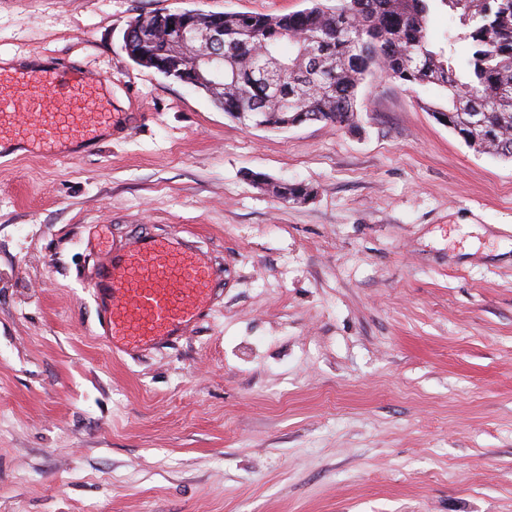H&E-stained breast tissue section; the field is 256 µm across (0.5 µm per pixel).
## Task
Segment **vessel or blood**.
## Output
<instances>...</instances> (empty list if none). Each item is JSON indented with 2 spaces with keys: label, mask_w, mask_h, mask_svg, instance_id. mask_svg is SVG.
<instances>
[{
  "label": "vessel or blood",
  "mask_w": 512,
  "mask_h": 512,
  "mask_svg": "<svg viewBox=\"0 0 512 512\" xmlns=\"http://www.w3.org/2000/svg\"><path fill=\"white\" fill-rule=\"evenodd\" d=\"M62 82L73 94L65 112L44 95ZM21 96L42 106L24 126L13 111ZM106 99L104 87L78 70L62 79L47 71L0 69V159L18 152L66 157L111 139L125 115L103 111ZM223 280V269L178 232L137 235L97 261L91 295L99 311L98 335L112 354L128 357L176 342L210 315Z\"/></svg>",
  "instance_id": "obj_1"
}]
</instances>
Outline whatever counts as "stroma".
<instances>
[{
    "mask_svg": "<svg viewBox=\"0 0 512 512\" xmlns=\"http://www.w3.org/2000/svg\"><path fill=\"white\" fill-rule=\"evenodd\" d=\"M309 5L0 0V57L79 69L139 118L0 161V512H512V161L383 75L355 129L268 130L124 50L159 12ZM103 224L191 237L224 269L215 312L113 358ZM263 184L266 191L286 202H302L306 201L313 196L314 190L303 183H282V182H269L266 179H261L258 184Z\"/></svg>",
    "mask_w": 512,
    "mask_h": 512,
    "instance_id": "obj_1",
    "label": "stroma"
}]
</instances>
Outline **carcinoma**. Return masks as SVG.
<instances>
[{"label":"carcinoma","instance_id":"1","mask_svg":"<svg viewBox=\"0 0 512 512\" xmlns=\"http://www.w3.org/2000/svg\"><path fill=\"white\" fill-rule=\"evenodd\" d=\"M312 6L284 15L224 12L204 16L201 32L217 35L234 70L213 91L226 114L256 112L274 129L282 112L293 125L323 121L356 127V94L377 73L437 92L427 110L478 152L512 161V0H311ZM448 8L452 25L433 43L427 22L437 6ZM168 15L143 24L155 30L148 61L168 65L173 79L193 85L189 49L166 40ZM286 68L276 88L260 79V64ZM483 124L471 126L467 113ZM260 183L286 202L314 194L303 183Z\"/></svg>","mask_w":512,"mask_h":512}]
</instances>
